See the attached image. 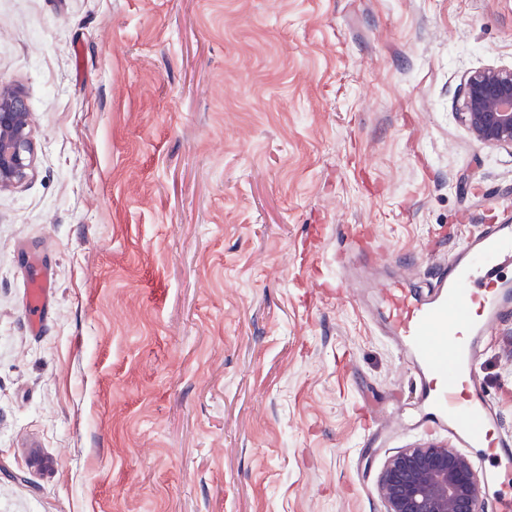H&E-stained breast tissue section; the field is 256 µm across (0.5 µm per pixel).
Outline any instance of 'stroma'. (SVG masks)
Returning <instances> with one entry per match:
<instances>
[{
  "label": "stroma",
  "instance_id": "stroma-1",
  "mask_svg": "<svg viewBox=\"0 0 512 512\" xmlns=\"http://www.w3.org/2000/svg\"><path fill=\"white\" fill-rule=\"evenodd\" d=\"M512 0H0V512H382L414 387L336 253L437 268L512 200L461 117ZM53 295L32 326L30 282ZM480 376L512 433V316ZM31 113L20 88L0 84V191L23 182L32 167Z\"/></svg>",
  "mask_w": 512,
  "mask_h": 512
}]
</instances>
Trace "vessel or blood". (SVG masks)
<instances>
[{"label": "vessel or blood", "mask_w": 512, "mask_h": 512, "mask_svg": "<svg viewBox=\"0 0 512 512\" xmlns=\"http://www.w3.org/2000/svg\"><path fill=\"white\" fill-rule=\"evenodd\" d=\"M512 262V222L482 225L439 267L431 282L388 275L385 252L348 253L336 261L337 286L360 264L364 286L378 297L382 332L395 343L415 381L421 414L415 429L451 434L492 462L479 497H493L495 512H512V435L501 432L479 379L477 361L495 325L512 313V280L500 268Z\"/></svg>", "instance_id": "vessel-or-blood-1"}]
</instances>
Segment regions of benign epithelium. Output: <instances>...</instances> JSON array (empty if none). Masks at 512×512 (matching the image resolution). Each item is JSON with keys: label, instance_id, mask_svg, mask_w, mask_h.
I'll list each match as a JSON object with an SVG mask.
<instances>
[{"label": "benign epithelium", "instance_id": "obj_1", "mask_svg": "<svg viewBox=\"0 0 512 512\" xmlns=\"http://www.w3.org/2000/svg\"><path fill=\"white\" fill-rule=\"evenodd\" d=\"M463 117L473 138L512 146V68H487L464 82ZM34 142L20 88L0 84V191L23 182ZM384 512H484L478 475L467 456L445 443H420L391 456L380 474Z\"/></svg>", "mask_w": 512, "mask_h": 512}]
</instances>
